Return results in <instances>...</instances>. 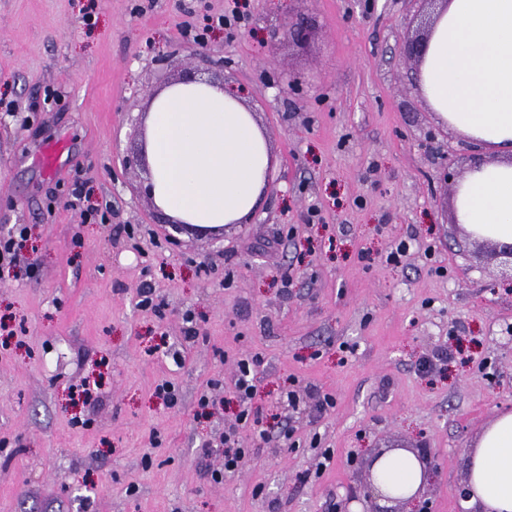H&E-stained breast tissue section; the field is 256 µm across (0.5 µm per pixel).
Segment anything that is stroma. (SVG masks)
Segmentation results:
<instances>
[{
	"label": "stroma",
	"mask_w": 512,
	"mask_h": 512,
	"mask_svg": "<svg viewBox=\"0 0 512 512\" xmlns=\"http://www.w3.org/2000/svg\"><path fill=\"white\" fill-rule=\"evenodd\" d=\"M235 8L244 23L208 31L206 52L225 59L213 77L256 112L275 168L250 223L172 241L125 163L135 122L196 66L185 28ZM417 13L412 0H0V102L14 105L0 109V230L29 228L0 278V512H337L370 456L400 444L437 469L430 512H457L469 446L512 412V283L452 222L471 148L406 77ZM292 17L311 36L273 40ZM273 74L291 90L268 87ZM77 179L109 220L69 208ZM145 287L155 308L138 304ZM253 355L268 439L244 432L250 456L217 483L239 411L224 385ZM163 378L178 407L156 397ZM84 380L98 386L88 405L68 396ZM319 391L334 406L316 408Z\"/></svg>",
	"instance_id": "obj_1"
}]
</instances>
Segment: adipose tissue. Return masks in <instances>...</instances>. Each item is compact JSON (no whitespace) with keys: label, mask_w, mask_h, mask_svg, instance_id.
Instances as JSON below:
<instances>
[{"label":"adipose tissue","mask_w":512,"mask_h":512,"mask_svg":"<svg viewBox=\"0 0 512 512\" xmlns=\"http://www.w3.org/2000/svg\"><path fill=\"white\" fill-rule=\"evenodd\" d=\"M420 87L442 122L495 153L468 172L454 219L474 235L512 244V0L440 5L420 66ZM147 193L164 215L202 228L248 222L263 202L274 157L253 112L220 86L177 82L145 116ZM385 495L410 498L423 481L415 454L375 463ZM468 507L512 512V414L495 418L467 458Z\"/></svg>","instance_id":"ef3b65f1"}]
</instances>
